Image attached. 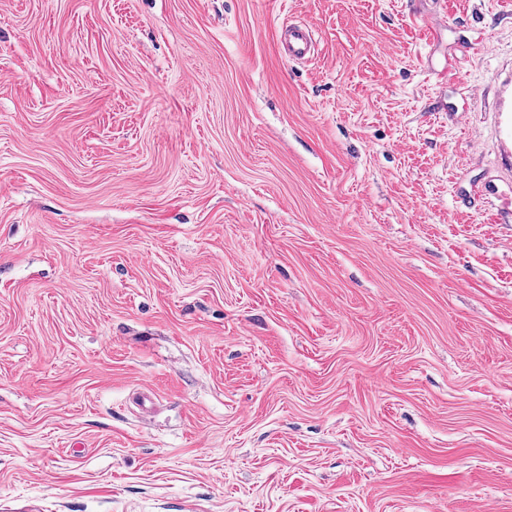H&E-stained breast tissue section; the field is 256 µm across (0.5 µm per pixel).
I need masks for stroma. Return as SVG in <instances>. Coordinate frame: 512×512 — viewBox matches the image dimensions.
I'll list each match as a JSON object with an SVG mask.
<instances>
[{"label":"stroma","instance_id":"35a3bbf8","mask_svg":"<svg viewBox=\"0 0 512 512\" xmlns=\"http://www.w3.org/2000/svg\"><path fill=\"white\" fill-rule=\"evenodd\" d=\"M0 512H512V0H0ZM284 57L291 62L304 63L316 52V38L313 29L304 24H291L282 42Z\"/></svg>","mask_w":512,"mask_h":512}]
</instances>
